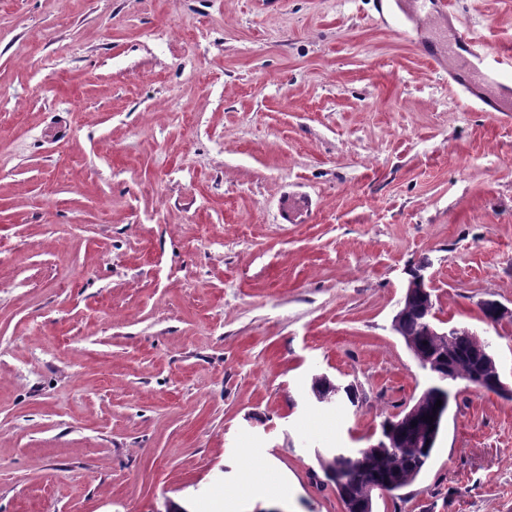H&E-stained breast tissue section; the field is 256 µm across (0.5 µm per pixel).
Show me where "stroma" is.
I'll use <instances>...</instances> for the list:
<instances>
[{"mask_svg":"<svg viewBox=\"0 0 512 512\" xmlns=\"http://www.w3.org/2000/svg\"><path fill=\"white\" fill-rule=\"evenodd\" d=\"M512 52V0H451ZM381 0H0V512H214L242 468L344 512L319 460L430 384L437 319L512 387V95L465 108ZM355 401L317 402L314 375ZM374 512H512V398L453 383ZM430 267L428 263L422 266L420 270L412 271L411 269L408 272L410 278H408L407 289L404 294V297L400 301L399 310L393 317L392 327L393 329L403 337L411 340L415 343H422L427 336H425L426 332V318L420 313L419 307V298L417 297L412 303H410V312L407 314L406 303L411 299L416 288H425V285H428L427 280H430L429 277L426 276L427 269ZM407 314V316H406ZM406 316L404 321L403 318ZM401 324V332H400V323ZM405 339L406 344L409 349L415 356L416 347L415 345Z\"/></svg>","mask_w":512,"mask_h":512,"instance_id":"stroma-1","label":"stroma"}]
</instances>
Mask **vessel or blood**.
<instances>
[{
    "mask_svg": "<svg viewBox=\"0 0 512 512\" xmlns=\"http://www.w3.org/2000/svg\"><path fill=\"white\" fill-rule=\"evenodd\" d=\"M447 47L453 48L462 62L453 77L468 94L467 107L481 112L498 111L497 99L485 92L481 81L486 78L498 82L511 76L512 54L494 51L467 30L453 25L448 28L447 44H440L431 37L417 44L420 55L429 61L441 60Z\"/></svg>",
    "mask_w": 512,
    "mask_h": 512,
    "instance_id": "1",
    "label": "vessel or blood"
}]
</instances>
